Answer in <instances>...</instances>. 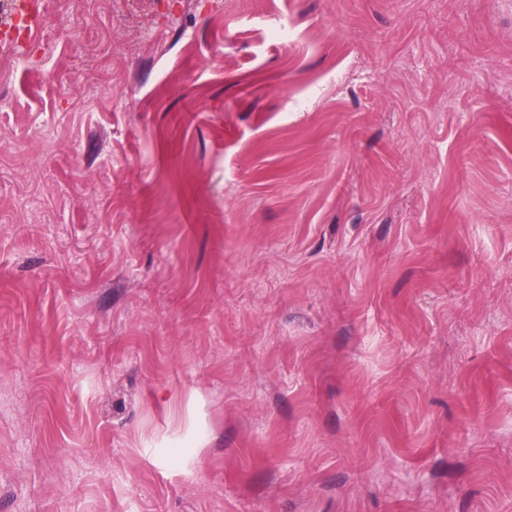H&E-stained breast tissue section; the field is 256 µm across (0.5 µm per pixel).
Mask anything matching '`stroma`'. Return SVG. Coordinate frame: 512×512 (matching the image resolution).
<instances>
[{
    "label": "stroma",
    "instance_id": "1",
    "mask_svg": "<svg viewBox=\"0 0 512 512\" xmlns=\"http://www.w3.org/2000/svg\"><path fill=\"white\" fill-rule=\"evenodd\" d=\"M0 87V512H512V0H63Z\"/></svg>",
    "mask_w": 512,
    "mask_h": 512
}]
</instances>
